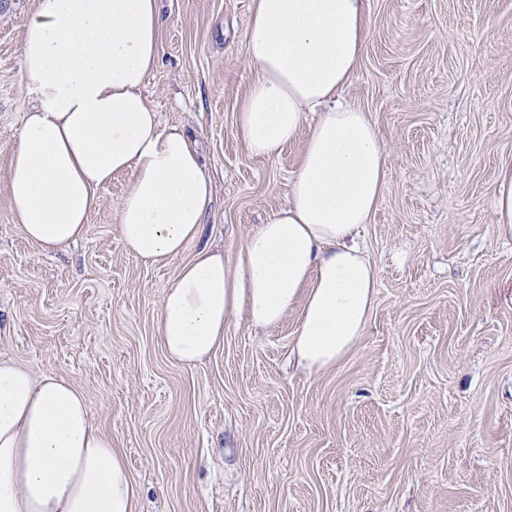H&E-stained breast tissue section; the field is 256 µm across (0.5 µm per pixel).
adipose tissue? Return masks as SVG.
I'll use <instances>...</instances> for the list:
<instances>
[{
    "instance_id": "1",
    "label": "adipose tissue",
    "mask_w": 512,
    "mask_h": 512,
    "mask_svg": "<svg viewBox=\"0 0 512 512\" xmlns=\"http://www.w3.org/2000/svg\"><path fill=\"white\" fill-rule=\"evenodd\" d=\"M157 0H37L22 37L34 101L8 161L14 221L43 253L84 236L97 192L129 175L123 245L156 264L202 235L212 185L194 144L163 127L143 86L161 53ZM368 32L367 0H251L245 58L253 79L235 133L272 158L315 119L287 204L256 225L233 264L200 249L166 286L158 334L184 366L224 344L238 316L261 329L299 308L292 354L332 368L360 341L377 271L358 242L381 201L387 159L369 115L341 99ZM0 512H139L125 456L56 374L0 360Z\"/></svg>"
}]
</instances>
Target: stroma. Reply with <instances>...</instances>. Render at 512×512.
I'll list each match as a JSON object with an SVG mask.
<instances>
[{
  "label": "stroma",
  "mask_w": 512,
  "mask_h": 512,
  "mask_svg": "<svg viewBox=\"0 0 512 512\" xmlns=\"http://www.w3.org/2000/svg\"><path fill=\"white\" fill-rule=\"evenodd\" d=\"M159 2L144 93L197 141L214 183L201 243L229 261L285 205L303 144L265 158L235 135L250 0ZM35 7L0 0V359L84 393L140 512H512V233L492 214L512 163V0H369L344 97L388 156L362 231L376 303L319 373L288 362L296 308L265 330L232 320L198 365L167 358L161 296L198 245L155 265L129 254L128 175L98 190L78 243L49 255L26 239L5 183L31 104L21 41Z\"/></svg>",
  "instance_id": "stroma-1"
}]
</instances>
